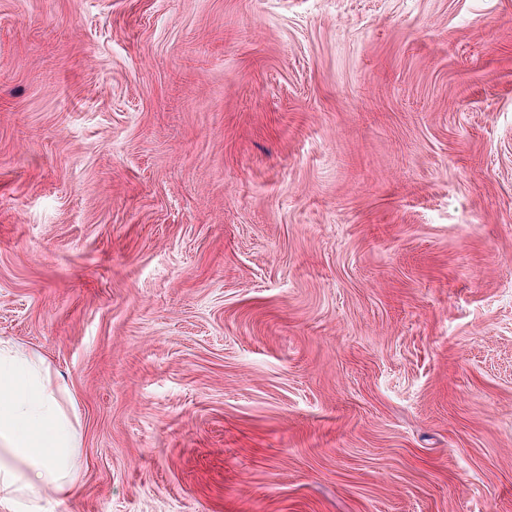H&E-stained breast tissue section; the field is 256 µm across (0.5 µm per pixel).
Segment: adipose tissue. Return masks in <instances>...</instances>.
<instances>
[{"label":"adipose tissue","mask_w":512,"mask_h":512,"mask_svg":"<svg viewBox=\"0 0 512 512\" xmlns=\"http://www.w3.org/2000/svg\"><path fill=\"white\" fill-rule=\"evenodd\" d=\"M44 357L0 339V512H40L68 496L80 466L79 419Z\"/></svg>","instance_id":"adipose-tissue-1"}]
</instances>
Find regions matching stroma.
Here are the masks:
<instances>
[{"label": "stroma", "mask_w": 512, "mask_h": 512, "mask_svg": "<svg viewBox=\"0 0 512 512\" xmlns=\"http://www.w3.org/2000/svg\"><path fill=\"white\" fill-rule=\"evenodd\" d=\"M0 338L46 512H512V0H0ZM44 357L0 339V507L40 512L42 493L75 488L79 419L64 405Z\"/></svg>", "instance_id": "35a3bbf8"}]
</instances>
